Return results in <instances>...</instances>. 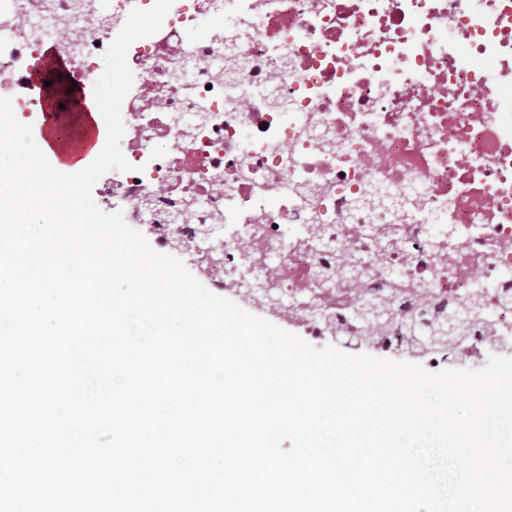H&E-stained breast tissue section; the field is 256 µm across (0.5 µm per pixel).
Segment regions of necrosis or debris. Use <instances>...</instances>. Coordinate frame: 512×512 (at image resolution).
I'll list each match as a JSON object with an SVG mask.
<instances>
[{"instance_id":"1","label":"necrosis or debris","mask_w":512,"mask_h":512,"mask_svg":"<svg viewBox=\"0 0 512 512\" xmlns=\"http://www.w3.org/2000/svg\"><path fill=\"white\" fill-rule=\"evenodd\" d=\"M153 3L0 0V97L37 107L16 79L45 77L47 44L94 87ZM127 62L130 168L97 206L318 338L375 335L367 298L397 322L476 305L512 335V0H173Z\"/></svg>"}]
</instances>
